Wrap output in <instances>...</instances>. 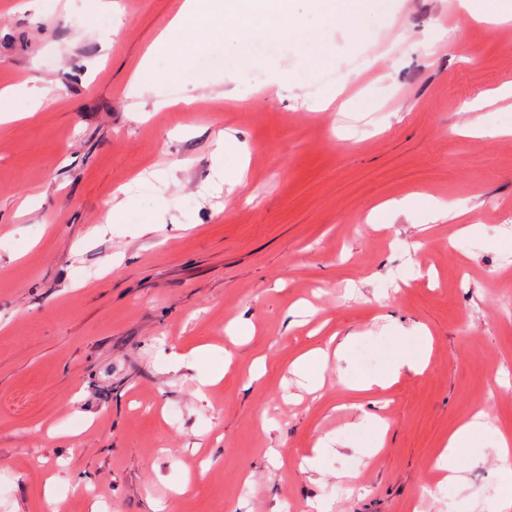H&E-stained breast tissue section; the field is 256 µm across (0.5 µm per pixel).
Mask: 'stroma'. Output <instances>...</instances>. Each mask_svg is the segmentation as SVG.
<instances>
[{"label":"stroma","instance_id":"1","mask_svg":"<svg viewBox=\"0 0 512 512\" xmlns=\"http://www.w3.org/2000/svg\"><path fill=\"white\" fill-rule=\"evenodd\" d=\"M26 2L0 0V88L59 98L0 123V512H414L476 405L512 431V97L473 106L512 82L498 23L380 0L357 38L342 20L321 29L333 52L319 67L305 41L201 28L214 66L156 85L164 108L137 121L130 76L181 0H126L106 52L83 25L92 0ZM320 89L324 112L304 99ZM475 122L487 137L463 136ZM239 155L243 185L213 191L218 157ZM122 186L126 220L94 233ZM418 194L451 217L413 208L372 229L376 207ZM233 324L252 336L233 344ZM424 329L425 373L349 395L344 379L384 373L398 338ZM350 334L308 394L293 361ZM202 344L215 353L168 358ZM228 350L234 368L199 400ZM364 411L389 423L372 457L370 433L347 429ZM326 434L335 450L311 469ZM494 441L468 449L427 512H487ZM198 463L205 479L180 491Z\"/></svg>","mask_w":512,"mask_h":512}]
</instances>
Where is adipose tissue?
I'll use <instances>...</instances> for the list:
<instances>
[{
  "instance_id": "ef3b65f1",
  "label": "adipose tissue",
  "mask_w": 512,
  "mask_h": 512,
  "mask_svg": "<svg viewBox=\"0 0 512 512\" xmlns=\"http://www.w3.org/2000/svg\"><path fill=\"white\" fill-rule=\"evenodd\" d=\"M374 0H311L310 7L317 14L319 25H333L336 21L347 22L350 35H357L359 22L371 10ZM204 11L203 0H183L178 14L160 34L153 45L154 52L171 57V74H180L195 63L203 53L202 47L184 49L183 40L193 20ZM219 37H255L264 41H279L294 36L309 39L319 61H327L329 46L318 38L310 37L309 30L288 7V0H245L244 5L224 11V23L218 28ZM49 88L30 87L24 90L0 91V123L30 117L41 107L49 104ZM431 346L427 337L417 336L395 348L389 357L388 370L379 376H359L347 380V388L355 394L375 388H385L396 382L403 372L423 373L430 361ZM493 424L484 411H476L449 437L438 454L435 467L440 485L458 480L463 470L462 449L474 447Z\"/></svg>"
}]
</instances>
